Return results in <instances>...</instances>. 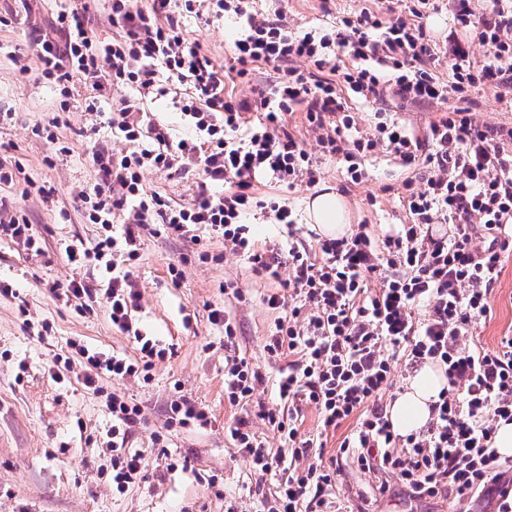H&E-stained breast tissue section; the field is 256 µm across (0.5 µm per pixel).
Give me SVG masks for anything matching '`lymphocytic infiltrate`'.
I'll return each instance as SVG.
<instances>
[{
  "instance_id": "f902f5d3",
  "label": "lymphocytic infiltrate",
  "mask_w": 512,
  "mask_h": 512,
  "mask_svg": "<svg viewBox=\"0 0 512 512\" xmlns=\"http://www.w3.org/2000/svg\"><path fill=\"white\" fill-rule=\"evenodd\" d=\"M429 0H415L407 13L383 17L371 11L345 16L311 29L291 28L281 11L263 13L250 0H109L110 19L120 34L109 42L92 39L87 6L65 5L56 23L63 43L41 39L35 51L42 75L68 110L76 84L91 94L86 111L119 130L132 144L127 153L92 151V188L81 198L89 223L103 232L90 247L67 245L71 261L100 270L98 286L71 281L55 289L65 302H103L117 330L138 346V360L68 346L79 357L78 380L102 397L112 417L107 432L110 477L117 492L149 479L150 461L132 448L141 421L138 404L107 391L104 380L148 377L166 351L142 334L136 318L140 294L120 261L139 257L141 232L155 224L161 233L199 245L200 229L222 237L254 273L279 279L291 274L285 292L264 297L268 308H288L277 319L265 349L278 359L275 386L279 407L259 401L265 385L259 366L240 357L238 326L226 309L209 314L224 329V396L230 405L253 412L276 430L281 446L272 450L245 420L227 432L258 478L285 479L262 494L258 512H342L332 494L338 470L323 464L324 444L302 433L303 410L318 412L322 430L343 423L352 428L339 453L363 471L396 475L415 499L444 493L478 498L497 484L496 512H512V460L495 448L500 422H512V336L496 348L463 346L491 313L490 298L512 248V126L481 124L473 108L476 91L493 87L512 95V6L489 0L475 17L472 0H452L463 36L449 35L448 80L433 66L436 53L424 24ZM206 11L216 21L238 25L233 60L238 77L257 66L272 67V84L253 101L226 89L199 42L185 37L182 12ZM486 46L473 60L470 41ZM396 95L417 104L440 103L447 110L418 137L402 122H377L372 134L358 130L354 102ZM170 100L192 130L174 138L150 117L146 105ZM304 108L318 131L322 155L338 158L349 183H361L368 156L385 152L404 165L425 168L422 181L407 180L404 202L411 220L375 241L356 229L310 248L289 240L287 249H256L248 219L261 213L270 223L293 226L287 198L261 199L258 181L294 190L316 186L321 168L301 141L288 132L289 115ZM256 119H247V112ZM194 174L190 202L175 203L143 185L145 171ZM436 224L448 225L444 234ZM408 369L439 365L447 384L430 406L425 429L394 433L381 399L395 381L392 362Z\"/></svg>"
}]
</instances>
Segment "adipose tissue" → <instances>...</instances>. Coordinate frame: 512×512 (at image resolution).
<instances>
[{
    "instance_id": "obj_1",
    "label": "adipose tissue",
    "mask_w": 512,
    "mask_h": 512,
    "mask_svg": "<svg viewBox=\"0 0 512 512\" xmlns=\"http://www.w3.org/2000/svg\"><path fill=\"white\" fill-rule=\"evenodd\" d=\"M305 214L308 222L315 224L322 235L339 237L347 231V205L334 191L317 194L308 200ZM444 384L445 378L435 366L426 365L416 372L390 406L389 419L394 431L406 436L424 428L430 420L429 406L436 401Z\"/></svg>"
}]
</instances>
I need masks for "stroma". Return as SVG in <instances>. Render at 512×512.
<instances>
[{
    "mask_svg": "<svg viewBox=\"0 0 512 512\" xmlns=\"http://www.w3.org/2000/svg\"><path fill=\"white\" fill-rule=\"evenodd\" d=\"M259 11L281 9L290 27H313L331 16H355L362 10L387 14L400 9L399 0H253ZM59 0H0V13L13 15L0 25V158L19 162L26 177L53 186L49 202L23 192L14 182L0 184V204L7 212L23 211L40 242V252L0 240V278L18 288V297L0 296V512H224L225 499L237 498L244 512H254L249 496V462L225 434L226 423L247 418L253 431L270 448H277L276 432L256 416L230 406L224 398V332L211 324L214 308H227L237 318L239 352L260 365L266 375L276 366L264 349L274 327L275 311L262 299L274 289L272 281L255 275L247 261L225 250L224 241L211 238V260H199L187 240L169 239L143 231L139 258L132 278L140 293L139 320L144 334L160 340L168 353L156 361L149 380L130 378L111 384V391L132 398L144 422L132 438L134 448L152 453L153 434L165 433V444L175 460H188L187 470L152 468L145 485L125 493L113 492L103 470L109 464L102 451L112 424L100 401L78 382L56 383L52 374L67 342L136 357L132 338L113 329L102 309L77 311L52 293L71 280H92L98 272L70 264L64 252L68 242L92 243L99 225L83 217L80 192L94 180L87 157L90 146L117 151L126 147L119 132L108 127L91 132L94 115L71 104L65 125L48 141L43 129L58 113L60 98L42 77L31 45L41 38L58 39L55 24ZM450 0H436L426 13L427 31L441 57L435 73L448 76L445 38L453 25ZM180 25L187 37L199 41L218 66L232 62L235 25L206 23L186 14ZM440 104L413 105L400 100L359 105L357 127L372 132L379 113L405 122L425 136L430 122L443 112ZM362 183L346 182L337 160L322 163L321 184L344 198L350 226L366 225L384 238L396 225L408 223L402 195L411 169L392 155L379 152L365 161ZM315 188L298 187L290 196L297 216L295 231L255 217L253 236L258 248L269 250L296 236L306 244L317 242L314 225L305 217V203ZM181 278H174V271ZM233 285L241 298L226 294ZM491 316L481 322L474 343L492 348L512 336V251L491 299ZM48 322L46 336L32 328ZM205 408L206 427L165 428L175 391ZM388 493H380L381 483ZM338 492L348 512H465L467 505L447 496L413 501L399 490L395 476L364 473L344 466Z\"/></svg>",
    "mask_w": 512,
    "mask_h": 512,
    "instance_id": "35a3bbf8",
    "label": "stroma"
}]
</instances>
